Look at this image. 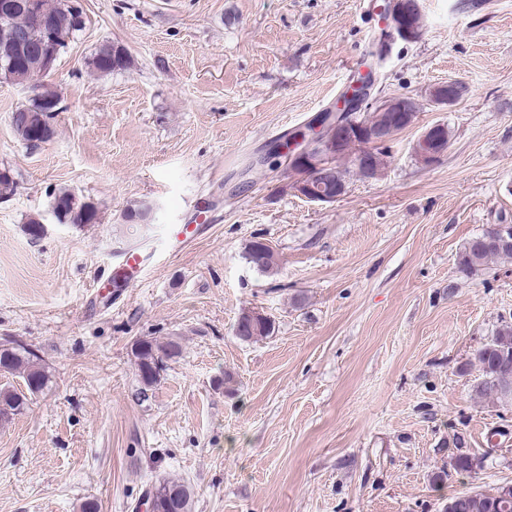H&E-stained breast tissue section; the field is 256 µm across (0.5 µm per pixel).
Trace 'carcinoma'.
Segmentation results:
<instances>
[{"label": "carcinoma", "instance_id": "carcinoma-1", "mask_svg": "<svg viewBox=\"0 0 512 512\" xmlns=\"http://www.w3.org/2000/svg\"><path fill=\"white\" fill-rule=\"evenodd\" d=\"M84 26L73 21H61L55 25L50 39L58 54L66 52L69 44L74 41L77 33ZM24 31L33 41L43 38V30L36 26L34 17L18 7L6 16H0V78L18 85L30 82L31 75L22 67H9L13 58L25 51V48L14 41L11 33ZM116 53L110 55V62L103 63L99 53H94L88 60V68L99 75H107L114 71L124 70L131 63L126 49L120 45H112ZM42 103L34 105L27 112H12L11 124L17 138L22 142L33 139V134L48 142L55 129L51 124L53 116L47 115L58 101L57 95L43 88L40 91ZM17 188L15 177L8 168L0 169V199L6 200L14 195ZM74 200L73 208L55 213V219L60 224H70L80 227L84 224L97 222L98 214L94 205L83 201L70 190L59 189L53 192V200ZM245 259L255 268L266 271L272 268L275 260L271 255V246L261 237H255L248 242L244 251ZM495 259H512V248L499 249L480 240L476 236L470 239L458 256V265L462 272L471 274L488 262ZM272 322L259 327L243 326L238 332L240 339L248 341L257 337L268 336L272 332ZM181 354L178 342L169 340L163 344L152 340L139 341L133 351L136 358L138 376L145 387H153L160 375L164 361L177 358ZM474 364L481 372V380L477 383L476 391L481 395L497 398L512 399V323L504 322L495 331L492 339L480 348L474 356ZM0 373L22 375L27 393H20L8 387H0V421L19 413L27 402V394H36L44 389L47 376L40 364V358L29 348L13 343L9 348L0 349ZM152 501V512H191V495L188 487L180 481L163 480L148 492ZM451 512H512V499L501 500L497 497L496 489L491 488L481 492L458 493L450 498Z\"/></svg>", "mask_w": 512, "mask_h": 512}]
</instances>
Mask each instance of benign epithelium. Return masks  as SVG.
<instances>
[{
	"instance_id": "7a95c632",
	"label": "benign epithelium",
	"mask_w": 512,
	"mask_h": 512,
	"mask_svg": "<svg viewBox=\"0 0 512 512\" xmlns=\"http://www.w3.org/2000/svg\"><path fill=\"white\" fill-rule=\"evenodd\" d=\"M389 7L377 6L380 15L392 31L399 32L407 41L421 39L425 20L420 0H388ZM36 56L39 64L34 66L31 85L37 86L53 70L55 55L48 53L46 43H41ZM364 78L359 77L349 85L346 98L339 99L333 110L336 120L331 126L330 139L325 140V132L318 122L311 128L297 131L286 145H276L274 150L288 158V169L294 174L290 188L297 194L311 195L313 185L325 183L336 186L335 201L347 192L346 183L339 177L325 171V159L332 156L341 159L353 156V162L367 179L381 175L377 168L376 150L389 141L398 128L411 125L415 121L416 111L421 101L413 96L397 95L375 103L376 116L369 122L361 123L345 111V99H356L352 107H362L369 98L357 100L361 96ZM453 82L437 84L427 88L424 97L435 105H452L456 96L452 94ZM445 128L436 123L427 128L417 139L413 151L419 164L430 168L437 164L447 149ZM486 235L499 247L512 246V224H494L487 228Z\"/></svg>"
}]
</instances>
